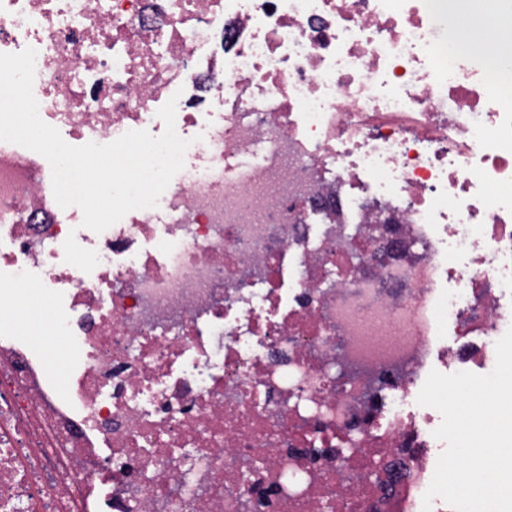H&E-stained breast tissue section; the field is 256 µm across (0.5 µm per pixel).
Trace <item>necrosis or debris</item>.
<instances>
[{
    "label": "necrosis or debris",
    "mask_w": 512,
    "mask_h": 512,
    "mask_svg": "<svg viewBox=\"0 0 512 512\" xmlns=\"http://www.w3.org/2000/svg\"><path fill=\"white\" fill-rule=\"evenodd\" d=\"M27 48L68 144L173 98L190 145L98 234L0 141V512H422L430 368L512 327V49L434 0H0ZM51 321L41 310H35L28 328V337L37 346L52 353L50 365L59 383L67 386L70 375V362L67 354V344L63 336H51Z\"/></svg>",
    "instance_id": "obj_1"
}]
</instances>
